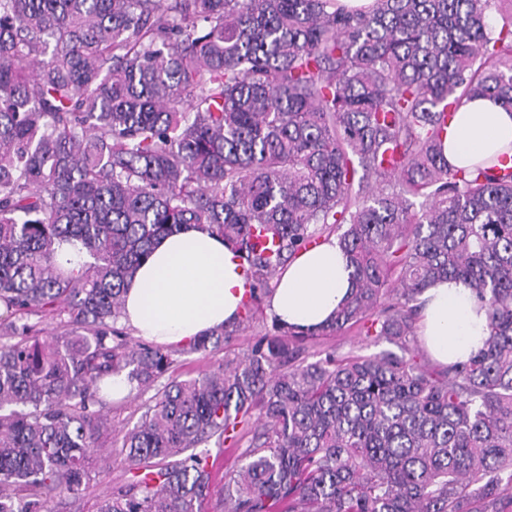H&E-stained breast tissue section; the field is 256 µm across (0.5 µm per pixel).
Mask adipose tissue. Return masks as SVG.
<instances>
[{
    "label": "adipose tissue",
    "mask_w": 512,
    "mask_h": 512,
    "mask_svg": "<svg viewBox=\"0 0 512 512\" xmlns=\"http://www.w3.org/2000/svg\"><path fill=\"white\" fill-rule=\"evenodd\" d=\"M444 153L458 168L512 156V110L491 98L464 101L448 121ZM350 274L335 240L308 247L274 281L269 310L283 324L318 329L349 296ZM245 291L234 253L208 230L190 226L159 239L142 260L126 289L121 320L138 338L187 345L234 322ZM422 301L418 334L435 362H464L482 347L488 311L466 283L437 282Z\"/></svg>",
    "instance_id": "ef3b65f1"
}]
</instances>
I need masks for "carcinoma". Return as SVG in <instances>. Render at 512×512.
I'll return each mask as SVG.
<instances>
[{
	"instance_id": "1",
	"label": "carcinoma",
	"mask_w": 512,
	"mask_h": 512,
	"mask_svg": "<svg viewBox=\"0 0 512 512\" xmlns=\"http://www.w3.org/2000/svg\"><path fill=\"white\" fill-rule=\"evenodd\" d=\"M492 0H0V512H51L86 485L104 380L145 391L122 438L131 482L96 512H201L214 439L247 462L226 512H512V157L448 166L464 99L512 110V23ZM228 243L252 320L277 269L336 235L354 288L313 333L274 323L246 356L183 379L128 344L123 292L153 243ZM80 244L73 268L59 261ZM440 279L488 309L484 346L435 374L413 356L286 366L356 325L407 348Z\"/></svg>"
}]
</instances>
